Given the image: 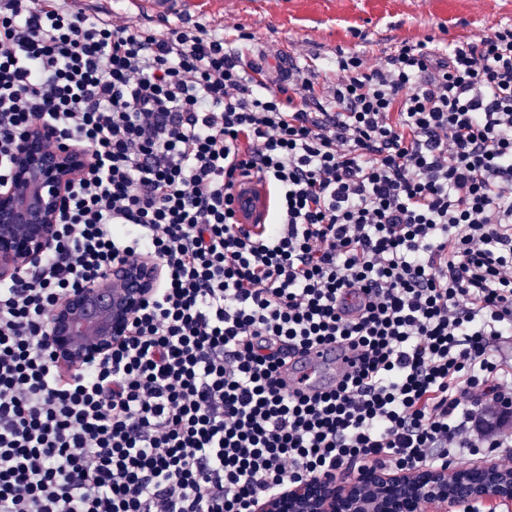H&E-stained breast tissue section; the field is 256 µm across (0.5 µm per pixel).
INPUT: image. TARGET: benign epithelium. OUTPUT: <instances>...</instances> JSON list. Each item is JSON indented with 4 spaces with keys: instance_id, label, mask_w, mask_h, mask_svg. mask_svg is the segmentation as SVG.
I'll use <instances>...</instances> for the list:
<instances>
[{
    "instance_id": "1",
    "label": "benign epithelium",
    "mask_w": 512,
    "mask_h": 512,
    "mask_svg": "<svg viewBox=\"0 0 512 512\" xmlns=\"http://www.w3.org/2000/svg\"><path fill=\"white\" fill-rule=\"evenodd\" d=\"M89 166L87 151L60 142L34 126L0 184V279L16 278L52 246L67 190ZM160 268L147 256L127 255L95 283L63 297L53 310L48 344L72 370L110 352L130 334L134 315L158 288ZM471 470L410 469L389 474L367 469L347 482H305L272 498L265 512H421V505L457 507L495 498L512 501V471L493 464Z\"/></svg>"
}]
</instances>
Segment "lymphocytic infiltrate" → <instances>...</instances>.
Listing matches in <instances>:
<instances>
[{"mask_svg":"<svg viewBox=\"0 0 512 512\" xmlns=\"http://www.w3.org/2000/svg\"><path fill=\"white\" fill-rule=\"evenodd\" d=\"M336 69L325 101L201 24L0 0V182L36 124L92 159L42 261L0 280V512H254L512 447V25ZM240 169L275 192L256 237ZM124 254L157 292L62 374L53 307ZM336 342L359 363L335 389L283 388L290 354Z\"/></svg>","mask_w":512,"mask_h":512,"instance_id":"f902f5d3","label":"lymphocytic infiltrate"}]
</instances>
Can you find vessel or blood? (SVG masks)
Here are the masks:
<instances>
[{"mask_svg": "<svg viewBox=\"0 0 512 512\" xmlns=\"http://www.w3.org/2000/svg\"><path fill=\"white\" fill-rule=\"evenodd\" d=\"M206 3L207 0H123L127 10L156 20L190 14ZM233 196L239 228L253 236L262 233L272 209L267 182L253 172L237 175ZM352 360V354L340 343L324 344L296 354L288 361V385L308 395L327 391L350 371Z\"/></svg>", "mask_w": 512, "mask_h": 512, "instance_id": "vessel-or-blood-1", "label": "vessel or blood"}]
</instances>
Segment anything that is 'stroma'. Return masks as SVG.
Here are the masks:
<instances>
[{
	"label": "stroma",
	"instance_id": "obj_1",
	"mask_svg": "<svg viewBox=\"0 0 512 512\" xmlns=\"http://www.w3.org/2000/svg\"><path fill=\"white\" fill-rule=\"evenodd\" d=\"M194 20L231 38L251 34V56L262 44L283 48L326 97L337 53L358 55L371 70L405 43L474 41L512 23V0H211Z\"/></svg>",
	"mask_w": 512,
	"mask_h": 512
}]
</instances>
